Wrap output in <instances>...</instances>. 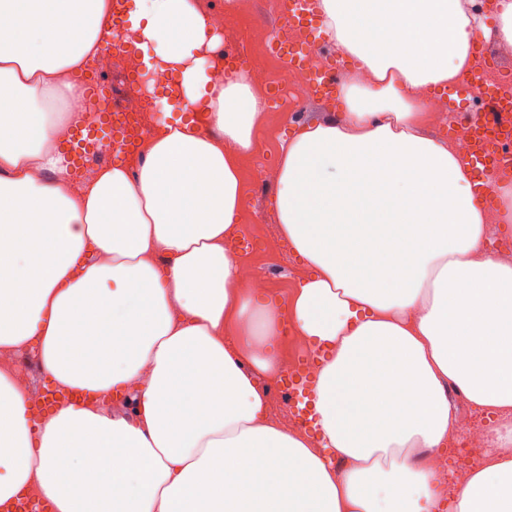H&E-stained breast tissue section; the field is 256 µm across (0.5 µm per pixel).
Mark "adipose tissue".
Masks as SVG:
<instances>
[{
  "label": "adipose tissue",
  "instance_id": "adipose-tissue-1",
  "mask_svg": "<svg viewBox=\"0 0 512 512\" xmlns=\"http://www.w3.org/2000/svg\"><path fill=\"white\" fill-rule=\"evenodd\" d=\"M473 0H319L344 74L340 117L280 148L279 232L311 270L289 302L240 285L224 241L242 206L239 159L265 103L251 74L206 71L221 41L204 0H134L136 46L175 75L195 121L160 123L135 167L75 177L60 149L93 123L75 79L112 32L110 0H0V351L34 347L63 388L102 397L33 418L0 368V507L33 493L53 512H440L455 389L512 417V262L489 257L512 223L455 143L423 132L433 94L468 73L479 39L512 47ZM291 318L320 349L317 438L268 415ZM131 393L132 413L108 408ZM468 473L451 512H512V427Z\"/></svg>",
  "mask_w": 512,
  "mask_h": 512
}]
</instances>
